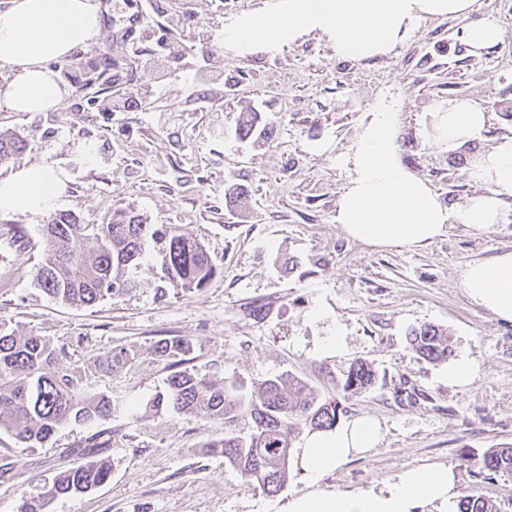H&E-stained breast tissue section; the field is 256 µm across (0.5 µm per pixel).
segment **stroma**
<instances>
[{
  "label": "stroma",
  "mask_w": 512,
  "mask_h": 512,
  "mask_svg": "<svg viewBox=\"0 0 512 512\" xmlns=\"http://www.w3.org/2000/svg\"><path fill=\"white\" fill-rule=\"evenodd\" d=\"M136 0H104L101 33L69 57L84 66L123 45L117 15L136 14ZM167 30L136 26L142 49L159 35L187 47L184 59L159 68L125 60L122 82L136 99L116 111L111 76L71 91L47 112L0 105V132L29 146L0 165V180L34 166L62 173L55 209L101 223L130 207L151 224H177L200 242L217 267L202 289L159 279L146 251L134 284L92 306L56 300L35 280L48 213H0V333L41 336L80 367L88 392L110 394L118 408L97 423H66L45 446L24 447L0 431V512L46 494L55 476L81 462L92 435L105 443L109 480L90 493L50 498L47 512H276L304 491L292 468L283 492L269 495L209 453L216 428L164 408L150 410L174 370L253 386L281 374L306 381L345 409L343 422L365 416L381 426L368 454L325 476L326 490L385 491L403 470L452 464L460 487L512 512V474L485 470L491 448L512 446V323L495 318L463 288L465 269L512 251V222L476 232L460 224L418 248H374L336 224L349 180L338 161L350 152L367 112L378 103L398 114V157L432 187L442 204L477 194L468 178L475 155L435 142L433 114L466 98L486 112L477 152L512 136V0H476L474 16L496 23L503 39L482 56L467 55L463 18L429 17L388 55L339 58L327 35L312 33L275 56L239 55L223 45L224 26L270 0H177ZM217 71L214 82L199 74ZM216 100L202 112L198 97ZM257 118L258 133L242 126ZM424 324L447 334L452 361L473 371L466 386L449 384L448 364L408 348ZM341 339L342 348L327 351ZM183 341L179 362L158 346ZM124 350L129 362L106 374L98 362ZM377 373L362 392L344 389L353 362Z\"/></svg>",
  "instance_id": "stroma-1"
}]
</instances>
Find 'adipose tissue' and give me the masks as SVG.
Returning a JSON list of instances; mask_svg holds the SVG:
<instances>
[{
	"label": "adipose tissue",
	"instance_id": "1",
	"mask_svg": "<svg viewBox=\"0 0 512 512\" xmlns=\"http://www.w3.org/2000/svg\"><path fill=\"white\" fill-rule=\"evenodd\" d=\"M474 0H272L245 12L224 29V43L242 54L274 52L311 32L328 36L337 56L369 60L390 53L428 17L467 19L464 43L477 55L502 39L500 27L472 19ZM97 0H10L0 10V62L14 66L0 86V102L15 112H43L64 89L49 62L90 44L100 32ZM486 114L470 100L449 102L434 114L439 141L456 148L478 137ZM351 178L334 220L354 240L373 247H413L430 242L451 224L476 231L504 223L512 207V137L501 138L469 169L481 194L444 206L428 183L412 174L397 153V114L381 104L363 122L351 152L343 157ZM63 187L60 175L35 167L0 181V212L50 211ZM463 286L469 297L496 318L512 322V251L468 266ZM379 423L360 417L340 427L308 432L297 456L306 483L280 512H423L426 505L460 496L452 466L404 470L385 492L325 490L320 481L348 458L374 448Z\"/></svg>",
	"mask_w": 512,
	"mask_h": 512
}]
</instances>
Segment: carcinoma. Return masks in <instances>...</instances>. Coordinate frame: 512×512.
Instances as JSON below:
<instances>
[{
  "label": "carcinoma",
  "mask_w": 512,
  "mask_h": 512,
  "mask_svg": "<svg viewBox=\"0 0 512 512\" xmlns=\"http://www.w3.org/2000/svg\"><path fill=\"white\" fill-rule=\"evenodd\" d=\"M27 140L0 133V164L21 153ZM158 247L160 280L184 290L207 286L216 267L207 250L174 225L155 227L131 209L112 210L104 224H82L71 213L50 216L43 230V257L37 285L68 304L92 306L131 282L144 245ZM410 347L419 357L442 362L451 356L448 339L433 325L411 333ZM65 353L38 336L0 334V430L34 448L49 441L58 426L90 424L112 415V397L89 395L82 378L62 364ZM376 382L370 365L354 363L344 389L361 392ZM171 408L199 416L219 427L220 436L206 448L224 455V463L267 494L281 491L288 481L292 436L336 427L343 409L321 397L303 380L282 374L247 392L238 381L217 383L190 371H179L152 401V408ZM89 460L57 474L50 494L77 495L103 485L110 475L108 460L90 449ZM490 472H512V447L490 448L482 458ZM459 512H498L492 501L465 493Z\"/></svg>",
  "instance_id": "obj_1"
}]
</instances>
